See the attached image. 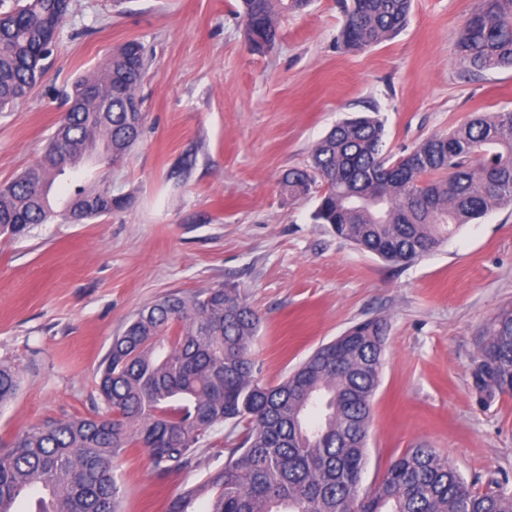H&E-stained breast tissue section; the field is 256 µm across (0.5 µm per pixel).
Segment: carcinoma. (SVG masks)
Listing matches in <instances>:
<instances>
[{
    "label": "carcinoma",
    "instance_id": "carcinoma-1",
    "mask_svg": "<svg viewBox=\"0 0 512 512\" xmlns=\"http://www.w3.org/2000/svg\"><path fill=\"white\" fill-rule=\"evenodd\" d=\"M252 51L277 41V20L310 0H240ZM337 45L353 53L406 25L412 0H337ZM70 0H0V112L41 80ZM481 72L512 68V0H477L456 41ZM129 41L67 94L68 109L38 161L0 186V234L35 224H84L126 203L112 197L111 168L124 162L144 121L129 106L146 68ZM378 116L337 122L307 162L285 171L283 194L318 193L311 213L339 237L391 264H407L442 245L460 226L512 205V111L476 114L434 134L397 159L385 149ZM78 181L60 203L56 182ZM260 316L248 294L218 284L166 295L139 310L114 336L98 381L105 410L87 418L47 419L0 443V512H19L30 490L35 512H117L114 460L145 449L162 473L195 459L210 432H239L224 466L174 496L166 512H512V493L474 488L448 458L408 448L382 479L362 487L374 394L384 361L387 321H362L317 348L275 385L257 376L252 346ZM471 379L487 400L512 396V307L484 331ZM14 369L0 365V405L15 394Z\"/></svg>",
    "mask_w": 512,
    "mask_h": 512
}]
</instances>
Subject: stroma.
Listing matches in <instances>:
<instances>
[{
  "label": "stroma",
  "instance_id": "1",
  "mask_svg": "<svg viewBox=\"0 0 512 512\" xmlns=\"http://www.w3.org/2000/svg\"><path fill=\"white\" fill-rule=\"evenodd\" d=\"M475 5L412 0L395 38L351 53L336 47V0H312L279 17L275 48L260 54L245 46L240 0H71L45 79L0 112V184L39 159L71 83L132 40L147 56V118L112 174L125 208L0 235V363L21 379L0 437L95 416L98 366L141 307L230 282L262 318L253 354L269 384L355 323L386 318L363 487L424 445L467 480L512 491V396L483 400L471 379L486 325L512 306V207L393 266L313 223L315 199L288 200L278 184L347 117L378 114L400 157L474 114L512 110V68L475 75L456 52ZM225 433L216 426L189 467L163 475L128 449L114 462L120 512H164L223 466Z\"/></svg>",
  "mask_w": 512,
  "mask_h": 512
}]
</instances>
